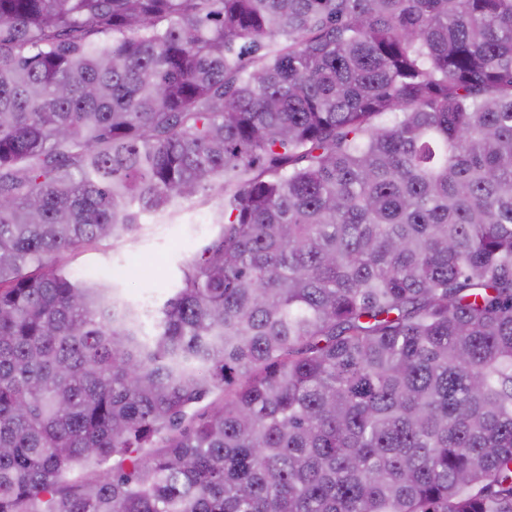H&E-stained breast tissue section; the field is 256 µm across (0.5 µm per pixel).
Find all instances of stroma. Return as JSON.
Segmentation results:
<instances>
[{
	"label": "stroma",
	"instance_id": "obj_1",
	"mask_svg": "<svg viewBox=\"0 0 512 512\" xmlns=\"http://www.w3.org/2000/svg\"><path fill=\"white\" fill-rule=\"evenodd\" d=\"M213 230L208 207L199 205L173 220L144 225L134 240L119 244L106 241L92 250L64 254L60 261L75 274L89 269L147 266L151 270L148 279L123 276L118 286L127 300L148 297L159 304L178 287L179 267L185 256L198 253Z\"/></svg>",
	"mask_w": 512,
	"mask_h": 512
}]
</instances>
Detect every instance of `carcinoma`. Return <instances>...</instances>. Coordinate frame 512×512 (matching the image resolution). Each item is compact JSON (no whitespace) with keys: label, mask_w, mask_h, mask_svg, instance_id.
Returning <instances> with one entry per match:
<instances>
[{"label":"carcinoma","mask_w":512,"mask_h":512,"mask_svg":"<svg viewBox=\"0 0 512 512\" xmlns=\"http://www.w3.org/2000/svg\"><path fill=\"white\" fill-rule=\"evenodd\" d=\"M0 512H512V0H0ZM207 206H196L172 221L144 224L135 239L119 244L103 242L97 249L66 253L59 260L66 269L78 274L89 269H116L145 265L152 271L144 280L113 277L129 301L143 300L150 295L156 305L168 297L180 280L179 267L187 255L196 254L214 230Z\"/></svg>","instance_id":"cac0c4a2"}]
</instances>
